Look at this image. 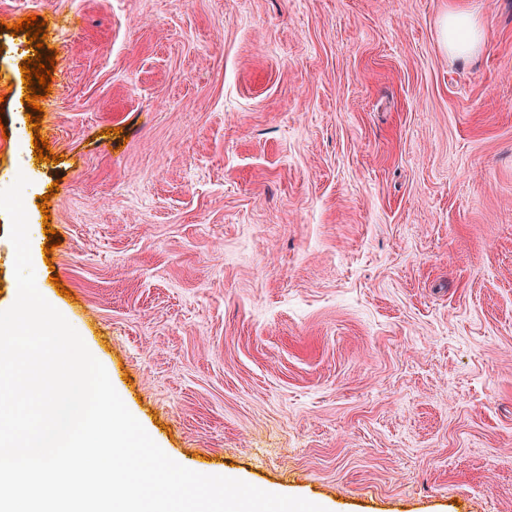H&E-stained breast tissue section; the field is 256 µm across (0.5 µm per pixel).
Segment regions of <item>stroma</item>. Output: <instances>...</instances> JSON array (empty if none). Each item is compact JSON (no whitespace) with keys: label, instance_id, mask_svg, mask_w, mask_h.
Wrapping results in <instances>:
<instances>
[{"label":"stroma","instance_id":"obj_1","mask_svg":"<svg viewBox=\"0 0 512 512\" xmlns=\"http://www.w3.org/2000/svg\"><path fill=\"white\" fill-rule=\"evenodd\" d=\"M453 7L482 29L467 59ZM31 15L57 22L37 129ZM1 22L0 185L30 181L37 288L170 458L327 512H512V0H0ZM442 37L449 53L464 57L478 47L482 31L471 12L454 8L442 20Z\"/></svg>","mask_w":512,"mask_h":512}]
</instances>
